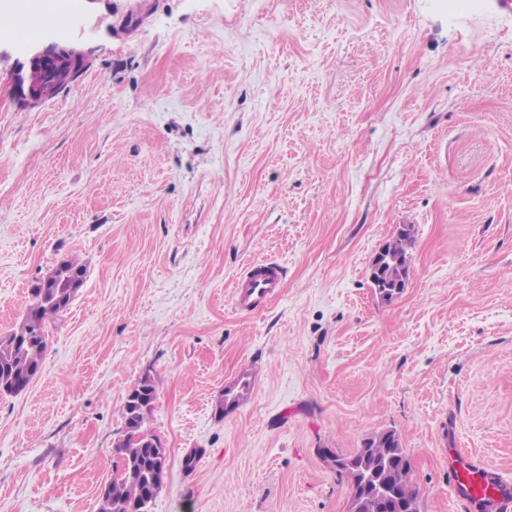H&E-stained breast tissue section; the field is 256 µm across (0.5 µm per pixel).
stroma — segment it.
Instances as JSON below:
<instances>
[{
    "label": "stroma",
    "mask_w": 512,
    "mask_h": 512,
    "mask_svg": "<svg viewBox=\"0 0 512 512\" xmlns=\"http://www.w3.org/2000/svg\"><path fill=\"white\" fill-rule=\"evenodd\" d=\"M65 35L86 68L33 107L10 75L37 47L0 38V336L36 281L86 268L39 374L0 396V512H96L146 374L150 512H347L322 451L389 429L420 512H464L448 449L512 481V11L82 0ZM402 224L384 303L369 266ZM260 259L285 286L238 313ZM415 245L414 228L411 224H402L398 227L395 235L386 243V253L390 252L392 256L406 259L402 267H396L393 262L388 260L381 271V277L374 275L376 283L387 284L394 287L397 282L403 288L408 277L410 250Z\"/></svg>",
    "instance_id": "35a3bbf8"
}]
</instances>
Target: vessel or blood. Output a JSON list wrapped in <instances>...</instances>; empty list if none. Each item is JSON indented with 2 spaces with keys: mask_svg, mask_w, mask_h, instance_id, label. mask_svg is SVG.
I'll return each mask as SVG.
<instances>
[{
  "mask_svg": "<svg viewBox=\"0 0 512 512\" xmlns=\"http://www.w3.org/2000/svg\"><path fill=\"white\" fill-rule=\"evenodd\" d=\"M73 13V0H31L16 19L15 36L32 40L47 28L55 27ZM284 286L283 269L275 261L263 259L248 264L237 278L233 290V307L244 314L264 308L280 294ZM448 471L457 498L469 512H483L493 507L495 512H512V488L487 476L484 462L457 448L448 451Z\"/></svg>",
  "mask_w": 512,
  "mask_h": 512,
  "instance_id": "1",
  "label": "vessel or blood"
}]
</instances>
